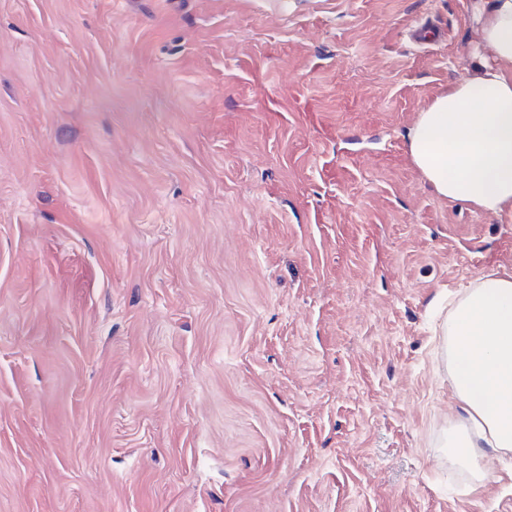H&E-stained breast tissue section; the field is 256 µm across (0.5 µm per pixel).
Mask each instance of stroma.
Here are the masks:
<instances>
[{
  "mask_svg": "<svg viewBox=\"0 0 512 512\" xmlns=\"http://www.w3.org/2000/svg\"><path fill=\"white\" fill-rule=\"evenodd\" d=\"M464 0H0V512H512L435 308L512 219L407 150Z\"/></svg>",
  "mask_w": 512,
  "mask_h": 512,
  "instance_id": "obj_1",
  "label": "stroma"
}]
</instances>
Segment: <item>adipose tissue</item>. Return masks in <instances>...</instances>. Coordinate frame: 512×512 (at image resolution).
<instances>
[{
  "instance_id": "obj_1",
  "label": "adipose tissue",
  "mask_w": 512,
  "mask_h": 512,
  "mask_svg": "<svg viewBox=\"0 0 512 512\" xmlns=\"http://www.w3.org/2000/svg\"><path fill=\"white\" fill-rule=\"evenodd\" d=\"M467 8L474 72L419 112L408 150L437 196L512 217V0H469ZM443 333L451 387L470 424L449 446L482 480L499 454L512 453V275L479 278Z\"/></svg>"
}]
</instances>
